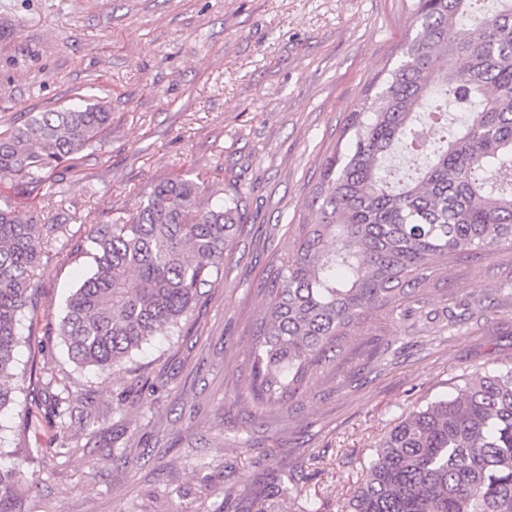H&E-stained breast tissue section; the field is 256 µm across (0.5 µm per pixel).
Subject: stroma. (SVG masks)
Masks as SVG:
<instances>
[{
	"instance_id": "stroma-1",
	"label": "stroma",
	"mask_w": 512,
	"mask_h": 512,
	"mask_svg": "<svg viewBox=\"0 0 512 512\" xmlns=\"http://www.w3.org/2000/svg\"><path fill=\"white\" fill-rule=\"evenodd\" d=\"M410 0H0V130L98 99L100 146L51 171L50 202L0 180V207L55 225L21 319L41 386L0 415L28 477L16 512H237L283 484L280 512H344L374 446L414 408L512 364V251L450 264L411 319L375 313L300 394L254 407L239 391L265 292L315 215L305 201L347 112L413 38ZM176 176L237 191L245 211L218 279L181 335L125 368L73 364L52 316L93 263L90 225ZM449 307L448 330L431 313ZM131 464L116 462L119 453Z\"/></svg>"
}]
</instances>
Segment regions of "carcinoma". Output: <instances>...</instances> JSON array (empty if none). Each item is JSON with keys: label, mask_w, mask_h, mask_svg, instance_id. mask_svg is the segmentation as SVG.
Masks as SVG:
<instances>
[{"label": "carcinoma", "mask_w": 512, "mask_h": 512, "mask_svg": "<svg viewBox=\"0 0 512 512\" xmlns=\"http://www.w3.org/2000/svg\"><path fill=\"white\" fill-rule=\"evenodd\" d=\"M413 0L400 60L347 113L294 248L264 282L245 383L259 405L288 403L370 314L406 316L450 261L512 249V0ZM454 78H448V73ZM99 100L38 112L0 132V177L57 194L45 172L102 142ZM424 168H392L396 152ZM176 177L135 210L89 226L94 268L56 324L77 366L120 367L158 333H178L214 283L243 220L233 192ZM54 227L0 209V411L24 390L20 318L38 306L36 271ZM0 512L20 470L1 460ZM348 512H512V366L484 369L402 417L365 466Z\"/></svg>", "instance_id": "obj_1"}]
</instances>
